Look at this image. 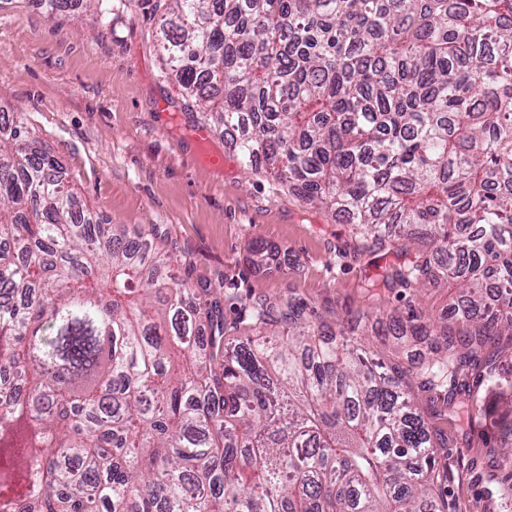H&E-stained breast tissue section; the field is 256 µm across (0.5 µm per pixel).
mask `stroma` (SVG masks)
Listing matches in <instances>:
<instances>
[{"label": "stroma", "instance_id": "35a3bbf8", "mask_svg": "<svg viewBox=\"0 0 512 512\" xmlns=\"http://www.w3.org/2000/svg\"><path fill=\"white\" fill-rule=\"evenodd\" d=\"M155 24L150 0L106 15H50L35 0H0V109L58 158L94 216L154 225L179 247L184 278L223 289L230 318L249 295L301 298L331 324L375 306L446 310L442 287L416 300L385 290L368 297L366 282L394 255L356 254L351 225L244 170L220 132L208 149L223 154L224 167H205L193 138L203 122L161 75ZM257 241L279 247L277 263L248 262ZM508 477L488 467L479 440L460 442L448 503L453 512H500Z\"/></svg>", "mask_w": 512, "mask_h": 512}]
</instances>
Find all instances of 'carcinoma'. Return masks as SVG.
I'll return each instance as SVG.
<instances>
[{"mask_svg":"<svg viewBox=\"0 0 512 512\" xmlns=\"http://www.w3.org/2000/svg\"><path fill=\"white\" fill-rule=\"evenodd\" d=\"M153 11L165 74L240 164L342 214L356 254L396 255L369 293L457 288L451 324L392 316L397 344H436L415 363L292 297L229 321L223 289L177 279L154 227L94 218L0 112V512H449L427 392L512 471V0Z\"/></svg>","mask_w":512,"mask_h":512,"instance_id":"carcinoma-1","label":"carcinoma"}]
</instances>
